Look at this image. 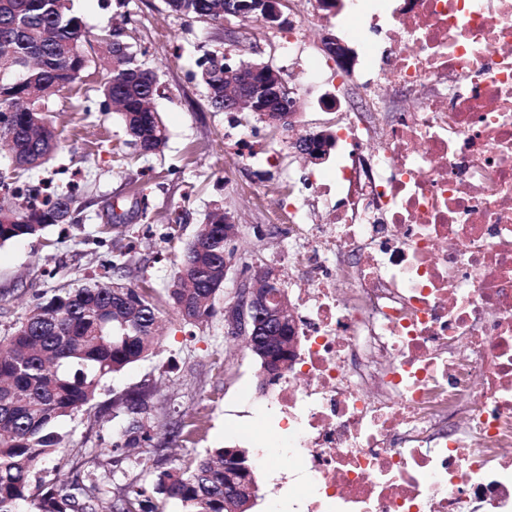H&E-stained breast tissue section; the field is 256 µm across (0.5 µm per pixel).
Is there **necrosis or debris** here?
I'll list each match as a JSON object with an SVG mask.
<instances>
[{"label":"necrosis or debris","instance_id":"4bbe7bcc","mask_svg":"<svg viewBox=\"0 0 512 512\" xmlns=\"http://www.w3.org/2000/svg\"><path fill=\"white\" fill-rule=\"evenodd\" d=\"M325 220L269 409L290 512H512V0H337Z\"/></svg>","mask_w":512,"mask_h":512}]
</instances>
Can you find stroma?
<instances>
[{
	"mask_svg": "<svg viewBox=\"0 0 512 512\" xmlns=\"http://www.w3.org/2000/svg\"><path fill=\"white\" fill-rule=\"evenodd\" d=\"M89 36L125 29V39L145 68L158 79L162 94L156 108L167 130L162 153L128 160L126 135L117 113L85 111L102 80L88 68L81 81L52 97L50 120L58 149L43 166L24 172L23 180L57 179L77 185L72 223L47 227L42 236L0 245V336L10 332L38 298L62 286L78 287L101 279L114 252L125 251L128 268L123 283H146L165 292L174 279L180 254L214 208L237 219L232 241L245 261L273 266L284 289L301 282L287 266L271 265L270 255L287 247L284 231L273 216L288 196L320 208L305 177L313 164L304 162L281 134L269 131L249 112H215L201 83L198 61L205 51L219 50L233 59L258 58L280 69L302 102L300 120H317L332 128L335 116L320 109L318 99L331 92L330 81H304L300 60L283 47L285 31L256 27L246 21L237 39L225 38L215 26L171 13L165 0H72ZM252 132V151L262 161L236 159V141ZM162 261H155L156 253ZM157 386L152 414L155 438H163L181 414L205 409L208 430L201 438L155 455L165 470L179 458L197 457L212 448L239 447L256 458L257 496L251 512H267L274 480L283 467L259 461V448L243 428L269 429L272 416L264 405L274 393L262 385L259 361L242 338L228 334L223 317L203 328L184 325L178 316L163 315L156 355L101 383L100 401L142 380ZM117 421L84 413L62 420L58 454L40 463L34 485L67 481L74 463L98 455L110 442Z\"/></svg>",
	"mask_w": 512,
	"mask_h": 512,
	"instance_id": "35a3bbf8",
	"label": "stroma"
}]
</instances>
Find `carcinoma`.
Segmentation results:
<instances>
[{"label": "carcinoma", "instance_id": "obj_1", "mask_svg": "<svg viewBox=\"0 0 512 512\" xmlns=\"http://www.w3.org/2000/svg\"><path fill=\"white\" fill-rule=\"evenodd\" d=\"M180 16L224 23L226 0H166ZM115 33L98 38L95 64L103 72L102 110L117 103L133 157L159 154L166 127L156 110L155 74L134 53H122ZM82 19L70 0H0V73H23V80L0 81V144L12 146L14 169L0 173V189L14 205L0 206V245L39 235L47 226L70 218L74 196L19 186L15 175L47 163L57 149L48 119L51 96L80 81L89 57ZM221 51H207L199 61V78L215 112L224 111V64ZM225 212L211 211L194 239L183 249L177 280L161 297L145 284L96 281L60 287L29 307L12 331L0 336V512H160L133 479L111 490L84 486L79 477L67 485L33 488L37 465L61 448L56 424L79 412L99 419L124 417L111 447L101 455L116 457L153 441L145 416L154 408L156 386L139 382L112 401H98L101 381L153 355L158 325L169 305L181 321L208 325L218 315L216 298L224 292V254L232 236L225 232ZM188 430L168 435L178 445L205 428L196 418ZM233 455L249 466L242 448H212L156 475V499L178 502L181 512H249L232 487H224V464Z\"/></svg>", "mask_w": 512, "mask_h": 512}]
</instances>
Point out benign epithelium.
<instances>
[{
    "instance_id": "1",
    "label": "benign epithelium",
    "mask_w": 512,
    "mask_h": 512,
    "mask_svg": "<svg viewBox=\"0 0 512 512\" xmlns=\"http://www.w3.org/2000/svg\"><path fill=\"white\" fill-rule=\"evenodd\" d=\"M235 6L231 7L224 17V33L232 35L235 27L231 19L241 21L247 19L252 8L262 10L272 28H286L291 24L290 17L282 10V0H232ZM323 48L338 60L347 59L351 55L349 48L339 42L335 37L326 34L322 38ZM224 80L238 89V97L224 99V111H240V103L245 101L253 112H269V102L273 99L283 105L282 111H296L301 106L300 98L294 88L290 87L281 75L280 70L266 62L257 64H238L234 67L228 65L224 69ZM296 151L312 162H320L326 157V145H313L303 140L294 142ZM253 283H244L239 291V298L235 305L224 309V322L228 326V333L233 336H242L252 352L258 353L262 358L264 378L268 381H277L281 378L285 360L270 354L267 342L277 335L278 328L283 324L282 314L270 305L273 288L277 287V277L267 269L255 266L251 277ZM234 468L224 466V474L236 478L238 473ZM237 489L247 497V504H252L255 498L256 484L252 470L244 467Z\"/></svg>"
}]
</instances>
